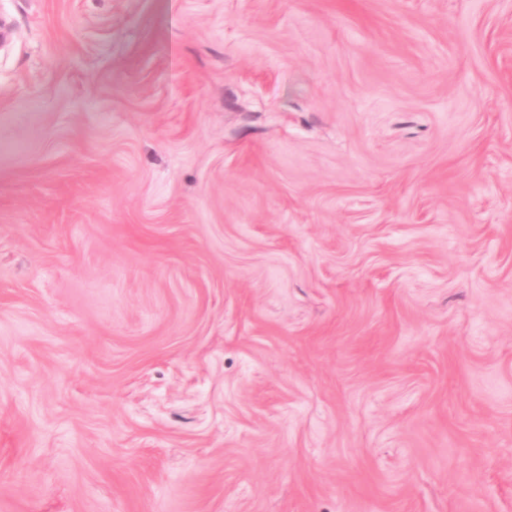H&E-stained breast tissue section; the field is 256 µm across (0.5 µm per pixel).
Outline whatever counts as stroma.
Masks as SVG:
<instances>
[{
    "label": "stroma",
    "instance_id": "1",
    "mask_svg": "<svg viewBox=\"0 0 512 512\" xmlns=\"http://www.w3.org/2000/svg\"><path fill=\"white\" fill-rule=\"evenodd\" d=\"M0 21V512H512V0Z\"/></svg>",
    "mask_w": 512,
    "mask_h": 512
}]
</instances>
